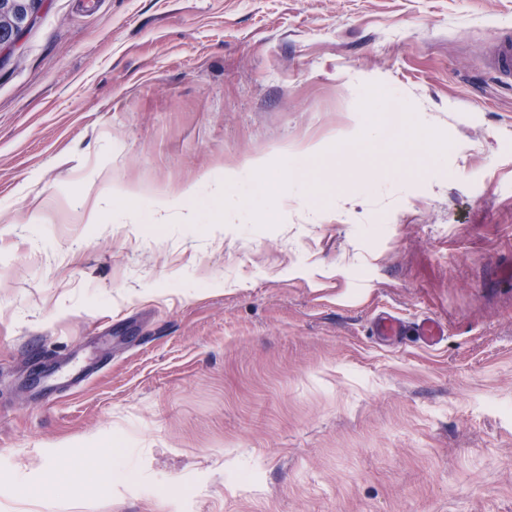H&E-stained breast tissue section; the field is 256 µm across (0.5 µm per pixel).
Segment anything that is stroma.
Instances as JSON below:
<instances>
[{"mask_svg": "<svg viewBox=\"0 0 512 512\" xmlns=\"http://www.w3.org/2000/svg\"><path fill=\"white\" fill-rule=\"evenodd\" d=\"M505 26L512 0H44L0 61V512H512ZM258 159L273 211L225 219ZM50 456L126 478L47 485ZM489 69L503 84L512 86V34L510 28H501L489 48Z\"/></svg>", "mask_w": 512, "mask_h": 512, "instance_id": "obj_1", "label": "stroma"}]
</instances>
